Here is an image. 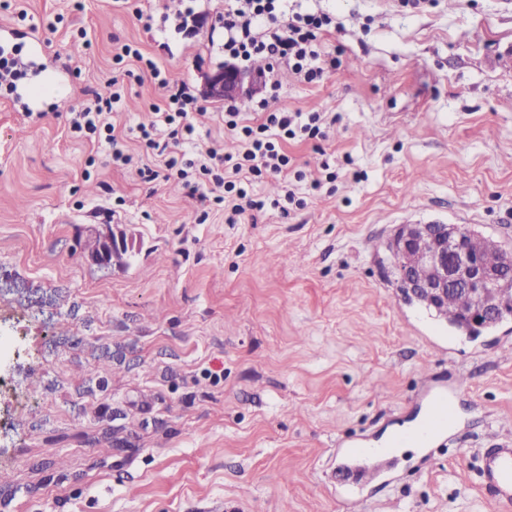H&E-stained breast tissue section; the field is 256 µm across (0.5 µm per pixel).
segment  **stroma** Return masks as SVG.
<instances>
[{
  "mask_svg": "<svg viewBox=\"0 0 512 512\" xmlns=\"http://www.w3.org/2000/svg\"><path fill=\"white\" fill-rule=\"evenodd\" d=\"M293 7L330 17L336 59L312 84L275 72L271 109L331 119L285 145L305 205L199 224L204 202L113 166L65 114L122 75L124 43L201 87L224 61V0H196L189 36L139 21L149 0H0L19 57L66 88L30 119L0 96V512H512L479 477L484 450L512 443V316L449 328L398 296L385 249L439 220L512 250V0ZM123 87L138 159L160 97ZM198 105L199 135L236 152L223 102ZM325 166L335 180L309 190ZM105 234L129 250L98 266ZM442 393L455 414L432 447L335 485L343 450L413 432Z\"/></svg>",
  "mask_w": 512,
  "mask_h": 512,
  "instance_id": "35a3bbf8",
  "label": "stroma"
}]
</instances>
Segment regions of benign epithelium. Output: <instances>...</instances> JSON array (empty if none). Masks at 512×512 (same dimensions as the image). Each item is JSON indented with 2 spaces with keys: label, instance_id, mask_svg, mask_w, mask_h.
<instances>
[{
  "label": "benign epithelium",
  "instance_id": "benign-epithelium-1",
  "mask_svg": "<svg viewBox=\"0 0 512 512\" xmlns=\"http://www.w3.org/2000/svg\"><path fill=\"white\" fill-rule=\"evenodd\" d=\"M204 93L211 99L244 96L258 87L257 76L225 65L203 75ZM391 246L422 258L433 270L432 278L418 279L408 267L398 271V285L409 301L420 297L438 304L448 292L462 290L474 302L471 325L476 329L486 323L500 322L512 314V260L490 267L482 260L483 251L493 242L459 224H402L391 239ZM96 265L112 260V240L98 242L88 253Z\"/></svg>",
  "mask_w": 512,
  "mask_h": 512
}]
</instances>
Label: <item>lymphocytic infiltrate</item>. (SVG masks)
Returning a JSON list of instances; mask_svg holds the SVG:
<instances>
[{"label": "lymphocytic infiltrate", "instance_id": "1", "mask_svg": "<svg viewBox=\"0 0 512 512\" xmlns=\"http://www.w3.org/2000/svg\"><path fill=\"white\" fill-rule=\"evenodd\" d=\"M329 23L324 14H289L288 0H228L218 18L223 36L220 48L225 59L239 66L249 67L254 57L267 56L311 82L336 68L335 58L322 51L319 43V33ZM115 59L130 61L163 91L160 103L137 125L143 148L159 162L155 168L141 167L140 176L149 181H182L190 194L209 204L198 215V222H206L214 211L236 217L263 210L264 201L248 194L244 180L287 172L290 160L283 145L288 140L325 136V113L270 110L271 100L278 98L281 89L279 81L270 77L265 96L256 101L260 112L256 125L242 124L234 100L225 101L224 128L240 147L236 153H224L217 142H203L195 136L189 117L197 108V96L191 85L169 81L152 58L131 45H122ZM122 89L118 78H110L104 91L67 119L70 132L107 143L112 162L118 166L132 161L113 117Z\"/></svg>", "mask_w": 512, "mask_h": 512}]
</instances>
